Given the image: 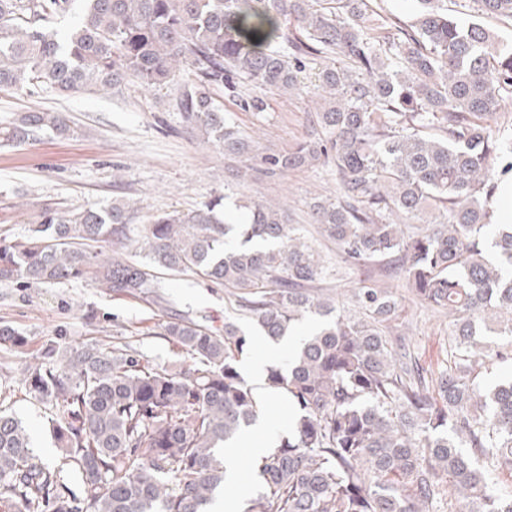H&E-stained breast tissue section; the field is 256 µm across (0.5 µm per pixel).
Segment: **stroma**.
Wrapping results in <instances>:
<instances>
[{"label": "stroma", "instance_id": "35a3bbf8", "mask_svg": "<svg viewBox=\"0 0 512 512\" xmlns=\"http://www.w3.org/2000/svg\"><path fill=\"white\" fill-rule=\"evenodd\" d=\"M242 91L261 94L265 112L239 109L220 87L215 97L222 100L233 125L252 137L255 153L285 152L305 138L314 98L259 90L248 82ZM176 95L172 85L147 88L136 83L108 95L81 91L61 96L46 87L31 93L0 91V124L29 111L61 112L75 129L70 138L47 134L20 148L0 146V236L23 237L49 207L101 210L116 198L135 202L132 222L139 227L155 215L187 213L221 194L230 207L241 201L271 202L287 210L292 223L301 225L325 257L328 273L318 283L323 293L345 302L350 284L374 277L401 296L394 325L412 328L420 365L435 370L447 364L448 318L414 303L403 280L386 276L380 264L347 269L335 243L313 224L308 202L316 195L336 198L335 177L317 169L243 175L244 160L225 158L186 129L175 107ZM160 281L171 310L223 329L229 305L223 287L190 272L164 275ZM165 319L166 313L149 297L116 295L84 280L0 282V322L29 338L22 352L0 345V381L14 387L10 407L31 429L43 463L53 466L60 459L49 429L52 407L28 395L22 379L45 341L69 346L93 339L108 345L119 336L153 363L177 364L181 354L160 334Z\"/></svg>", "mask_w": 512, "mask_h": 512}]
</instances>
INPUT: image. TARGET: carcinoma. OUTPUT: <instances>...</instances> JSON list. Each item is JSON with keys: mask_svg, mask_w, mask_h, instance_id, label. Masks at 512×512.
<instances>
[{"mask_svg": "<svg viewBox=\"0 0 512 512\" xmlns=\"http://www.w3.org/2000/svg\"><path fill=\"white\" fill-rule=\"evenodd\" d=\"M75 2L0 0V91L176 83L186 127L248 158L251 141L214 90L261 113L265 100L243 96L241 82L299 96L321 65L311 137L246 171L336 172L340 198H311L314 223L344 263L394 264L420 305L448 313L453 361L427 377L407 337L391 342L401 302L375 282L357 284L352 312L315 293L324 260L275 204H245L230 221L219 196L156 215L140 260L93 249L132 240L131 202L47 210L28 235L0 242V282L88 277L159 304V274L190 271L229 290L235 307L221 333L168 313L162 335L188 361L179 372L120 342L46 343L23 386L55 406L61 461L44 465L28 427L0 406V512H209L226 489L225 442L263 409L239 366L249 345L240 315L275 343L315 320L267 369L293 415L255 457L263 491L241 512H438L445 485L460 512H512V492L492 477L512 473V380L478 381L489 360L512 358V224H490L512 138L488 123L512 97V47L483 23L512 20V0H468L475 20L448 13L447 0H412L409 22L382 18L369 0H84L61 39L55 25ZM44 131L74 134L60 112H25L0 127V142ZM484 331L507 342L486 355ZM0 345L23 350L29 339L0 324Z\"/></svg>", "mask_w": 512, "mask_h": 512, "instance_id": "cac0c4a2", "label": "carcinoma"}]
</instances>
